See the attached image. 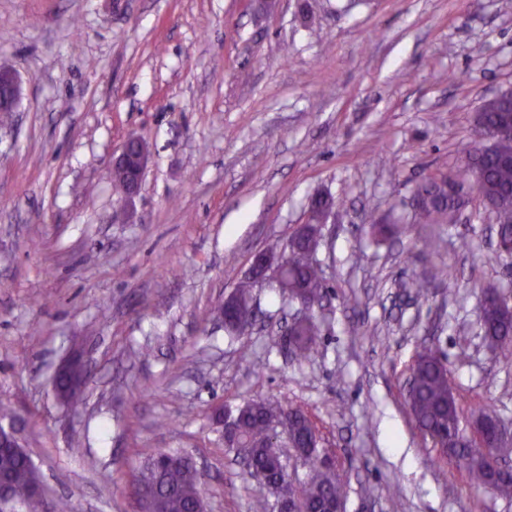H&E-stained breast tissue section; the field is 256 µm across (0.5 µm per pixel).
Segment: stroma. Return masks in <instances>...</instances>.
Returning <instances> with one entry per match:
<instances>
[{
	"mask_svg": "<svg viewBox=\"0 0 512 512\" xmlns=\"http://www.w3.org/2000/svg\"><path fill=\"white\" fill-rule=\"evenodd\" d=\"M0 65L22 82L0 115V400L26 418L51 498L138 512L145 454L177 450L205 512H250L268 491L215 412L264 398L310 417L346 512H512L424 436L404 391L432 345L464 410L512 426V365L479 327L482 289L512 292V266L474 203L395 242L368 225L464 166L475 112L512 90L503 0H0ZM133 134L150 156L128 200L110 172ZM320 193L336 214L320 227L317 351L293 356L283 333L302 309L269 288L228 335L215 308ZM434 265L446 278L407 297ZM73 352L76 408L52 383ZM61 372H69L73 374L75 390L80 392L78 394L73 393L68 395L64 401H66L71 406H78L83 402L81 391L84 384V368L81 361L76 356L62 360L54 373V378L58 373Z\"/></svg>",
	"mask_w": 512,
	"mask_h": 512,
	"instance_id": "1",
	"label": "stroma"
}]
</instances>
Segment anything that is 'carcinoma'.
<instances>
[{"label":"carcinoma","instance_id":"carcinoma-1","mask_svg":"<svg viewBox=\"0 0 512 512\" xmlns=\"http://www.w3.org/2000/svg\"><path fill=\"white\" fill-rule=\"evenodd\" d=\"M482 120L473 121L465 169L458 179L467 181L472 171L482 173L478 183V197L486 218L496 231L512 234V164L506 165L494 153L481 152L483 126L512 121V105L485 102L479 109ZM445 181L430 177L417 187L431 201V208L417 210L411 217L414 224H454L457 222L459 203L448 196ZM398 224L371 222V233L378 241L397 236ZM318 229L307 226L288 239V258L291 265L281 274L279 289L288 298H298L306 303L321 301L327 292L318 260L310 261L306 253L317 251ZM260 268L252 266L248 275L224 299V327L227 332H237L240 315L251 308L254 288L257 287ZM444 270L434 268L428 276L403 284L415 298H425L430 284L442 278ZM480 325L485 338L500 349L505 363H512V312L487 302L480 308ZM320 327L313 317L302 321L291 337L293 351L304 358L317 350ZM412 387L407 399L411 414L419 429L434 442L448 449V461L463 468L469 481L493 486L504 495L512 494V472L497 473L482 456L479 448L467 446L459 435L464 418L463 409L448 383V370L437 348L423 347L410 367ZM236 443L251 448L245 466L249 473L268 472L276 468L283 454L281 441L270 432V424L278 422L288 435L296 452L310 461V473L299 491L288 490L300 512H323L331 502L344 499V487L329 469L316 465L317 434L309 417L299 409L280 402L257 399L237 410ZM10 479L11 507L24 512H46L43 497L37 491L38 474L30 456L13 448H0V472ZM144 486L157 499L162 512H203L204 503L199 496L200 482L197 469L186 456L165 452L150 454L142 469L134 475L132 486Z\"/></svg>","mask_w":512,"mask_h":512}]
</instances>
